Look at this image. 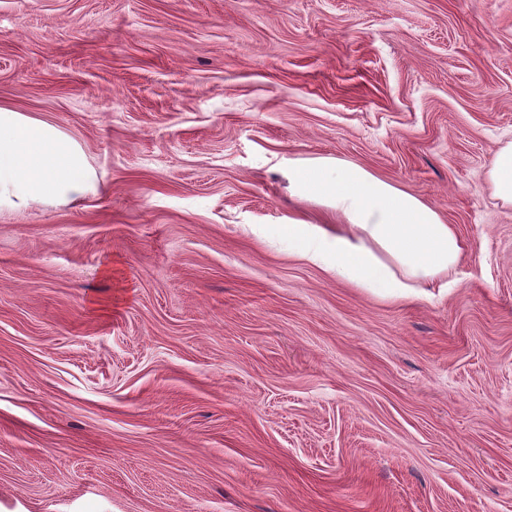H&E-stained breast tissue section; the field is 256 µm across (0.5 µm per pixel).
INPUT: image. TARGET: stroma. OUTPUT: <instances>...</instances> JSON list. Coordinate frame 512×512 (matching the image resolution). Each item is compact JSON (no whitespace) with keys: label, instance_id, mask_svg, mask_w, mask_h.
<instances>
[{"label":"stroma","instance_id":"1","mask_svg":"<svg viewBox=\"0 0 512 512\" xmlns=\"http://www.w3.org/2000/svg\"><path fill=\"white\" fill-rule=\"evenodd\" d=\"M0 103L101 180L0 214V512H512V0H0ZM306 158L437 207L456 287L289 255ZM493 195L503 206H512V141L499 147L488 169Z\"/></svg>","mask_w":512,"mask_h":512}]
</instances>
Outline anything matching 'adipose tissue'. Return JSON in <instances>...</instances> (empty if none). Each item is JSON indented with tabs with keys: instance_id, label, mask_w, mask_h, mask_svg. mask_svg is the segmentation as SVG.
I'll use <instances>...</instances> for the list:
<instances>
[{
	"instance_id": "adipose-tissue-1",
	"label": "adipose tissue",
	"mask_w": 512,
	"mask_h": 512,
	"mask_svg": "<svg viewBox=\"0 0 512 512\" xmlns=\"http://www.w3.org/2000/svg\"><path fill=\"white\" fill-rule=\"evenodd\" d=\"M288 181L295 194L336 215L332 224L290 220V254L384 300L418 296L432 285L454 287L459 237L416 194L360 165L323 158L289 163ZM97 190V172L75 138L0 105L1 214L68 204Z\"/></svg>"
}]
</instances>
